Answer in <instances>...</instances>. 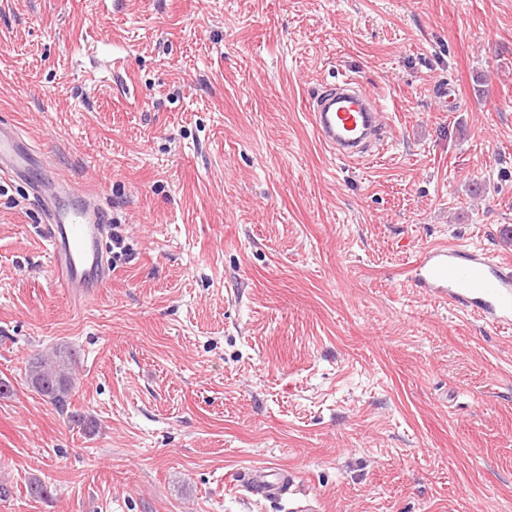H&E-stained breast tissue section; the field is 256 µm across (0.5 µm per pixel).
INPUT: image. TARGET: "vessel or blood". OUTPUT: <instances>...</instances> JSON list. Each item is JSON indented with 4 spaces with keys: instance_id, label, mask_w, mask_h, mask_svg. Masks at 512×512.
<instances>
[{
    "instance_id": "1",
    "label": "vessel or blood",
    "mask_w": 512,
    "mask_h": 512,
    "mask_svg": "<svg viewBox=\"0 0 512 512\" xmlns=\"http://www.w3.org/2000/svg\"><path fill=\"white\" fill-rule=\"evenodd\" d=\"M307 109L318 140L346 161L363 158L366 145L380 135L384 109L378 99L351 76L324 86L308 100ZM0 179L27 185L46 213L43 236L59 283L75 296L87 298L111 278L99 249L109 218L93 198L69 204L48 201L55 176L40 171L31 149L16 129L0 122ZM414 285L442 301L501 324L512 322V273L491 256L456 244L442 243L421 253ZM294 474L288 469L252 468L243 476L250 495L278 499L290 493Z\"/></svg>"
}]
</instances>
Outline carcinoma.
Returning a JSON list of instances; mask_svg holds the SVG:
<instances>
[{
    "label": "carcinoma",
    "mask_w": 512,
    "mask_h": 512,
    "mask_svg": "<svg viewBox=\"0 0 512 512\" xmlns=\"http://www.w3.org/2000/svg\"><path fill=\"white\" fill-rule=\"evenodd\" d=\"M75 363L76 351L61 346L49 356L33 358L26 366L32 388L62 413L70 406Z\"/></svg>",
    "instance_id": "obj_1"
}]
</instances>
